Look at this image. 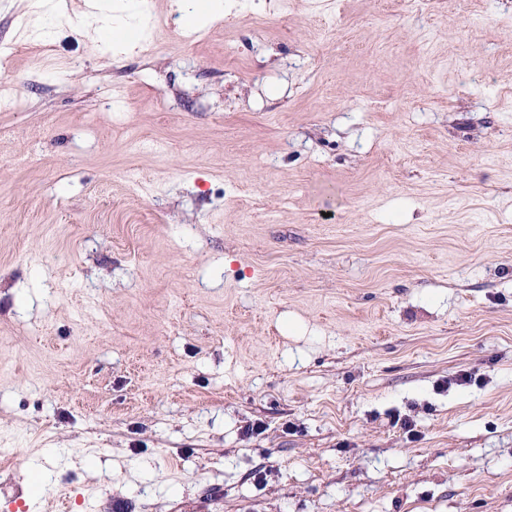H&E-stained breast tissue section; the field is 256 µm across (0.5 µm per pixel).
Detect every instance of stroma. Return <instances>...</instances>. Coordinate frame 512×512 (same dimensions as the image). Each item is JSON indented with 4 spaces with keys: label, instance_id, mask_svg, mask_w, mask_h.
Listing matches in <instances>:
<instances>
[{
    "label": "stroma",
    "instance_id": "35a3bbf8",
    "mask_svg": "<svg viewBox=\"0 0 512 512\" xmlns=\"http://www.w3.org/2000/svg\"><path fill=\"white\" fill-rule=\"evenodd\" d=\"M55 2L0 0V512H512V0ZM34 7L40 13V33L44 40H52L56 33V4L52 0H39ZM89 10L82 17L83 23L94 24L98 38L112 47V39H118V32L122 31V24L112 15L119 9L120 5L112 0H97L88 4Z\"/></svg>",
    "mask_w": 512,
    "mask_h": 512
}]
</instances>
